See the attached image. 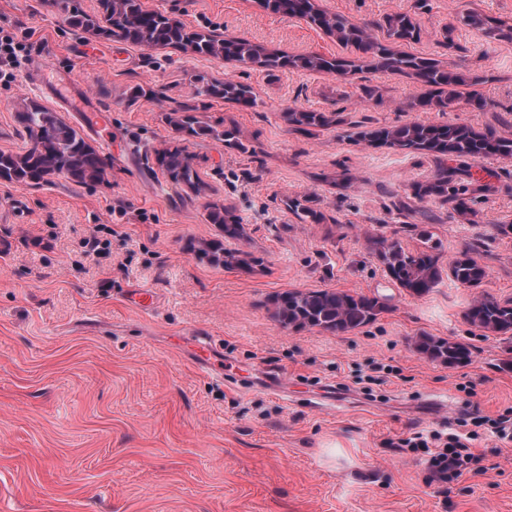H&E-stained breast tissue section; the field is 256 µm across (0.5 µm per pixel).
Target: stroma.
Returning <instances> with one entry per match:
<instances>
[{
	"instance_id": "stroma-1",
	"label": "stroma",
	"mask_w": 512,
	"mask_h": 512,
	"mask_svg": "<svg viewBox=\"0 0 512 512\" xmlns=\"http://www.w3.org/2000/svg\"><path fill=\"white\" fill-rule=\"evenodd\" d=\"M215 38L243 37L291 55L342 49L306 21L256 0H143ZM355 22L411 10L423 34L408 52L485 76L493 109H407L421 84L394 74L271 73L180 49H149L71 28L48 0H0V27L24 48L0 62V151L22 152L20 112L39 105L106 161L101 181L0 180V512H512V446L476 445L486 473L441 484L420 454L391 448L412 433L453 427L463 412L512 409V334H483L464 313L477 297L512 300V159L481 163L487 190L469 219L426 203L440 282L409 293L377 253L386 238L419 248L411 186L430 158L357 145L350 124L302 134L283 111L349 107L361 85L384 103L358 113L373 125L458 121L481 130L512 107V42L459 27L465 6L512 18V0H322ZM453 28L457 50L444 47ZM232 74L256 107L212 100L203 118L235 122L251 149L179 134L172 110L194 105L200 79ZM153 97H133L135 88ZM179 145L196 156L201 191L173 184L158 162ZM354 175L349 189L332 179ZM307 200L325 219L289 209ZM224 205L242 230L232 250L250 266L213 263L224 231L206 206ZM106 246L88 257L82 243ZM469 251L489 269L477 287L450 263ZM154 310L136 307L139 290ZM379 298L376 321L348 333L293 330L273 316L289 290ZM204 333L213 352L193 337ZM468 343L469 363L418 353L422 336ZM443 396L446 409L431 410Z\"/></svg>"
}]
</instances>
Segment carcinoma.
Returning <instances> with one entry per match:
<instances>
[{"mask_svg":"<svg viewBox=\"0 0 512 512\" xmlns=\"http://www.w3.org/2000/svg\"><path fill=\"white\" fill-rule=\"evenodd\" d=\"M260 7L273 13L303 19L320 29L344 48L354 49V57H327L312 52L289 55L240 38H226L221 42L201 32H189L185 25L160 12L143 8L141 0H112L105 6L103 31L111 33L132 45L152 48L181 47L199 55L220 57L228 63L259 68L266 71L288 69L331 74L342 78L357 71L399 74L428 87V91L406 104L411 110L424 112H452L460 100L459 88L480 84L484 78L451 67L434 58L404 51L401 46L421 41L422 29L414 14L397 11L384 17L379 24L383 38L372 32L373 24L355 23L343 14L332 12L318 4V0H257ZM55 5L67 16L75 29L87 28L95 22L82 9L78 0H55ZM458 23L478 30L494 41L512 42V20L490 17L475 8L462 10ZM197 95L234 102L242 107L257 103L253 88L231 75L208 82L197 90ZM359 104L380 106L384 102L380 88L360 87ZM208 105L180 108L184 115L174 120V126L188 136L222 137L240 150L248 151L242 132L235 125L223 131L210 126L197 113ZM341 111L320 112L303 106H290L284 118L291 130L311 133L340 122ZM20 122L28 134L27 146L20 153L0 152V178L20 183L48 181L55 174H63L78 183L101 178L105 162L75 129L58 120L47 111L36 109L20 115ZM357 141L370 146L384 145L397 149H413L432 159L435 172L431 179L414 187V197L420 202L438 200L464 217L471 212L469 191L484 189L455 185V177L463 174L474 179L473 164L492 156L512 158V122L505 119L502 127L488 126L482 131L457 122L443 124L417 121L388 126H373L364 121L355 122ZM458 167L448 168V161ZM160 163L175 184L194 186L199 175L193 169L191 158L176 147L161 155ZM211 224H220L224 233L236 236L240 224L235 215L222 206H212L208 212ZM422 249L412 253L395 242L381 241V257L390 276L399 285L415 295L428 293L440 278L436 251L438 243L427 230L419 231ZM454 281L463 286H477L488 276L487 268L468 254H463L451 266ZM383 303L376 297L352 295L343 291H290L276 300L279 320L293 329L320 328L346 333L373 322L381 313ZM467 321L483 330L512 332V301L502 303L491 296L474 301L466 311ZM419 353L450 366L467 364L472 350L467 343L450 339L423 336L417 344Z\"/></svg>","mask_w":512,"mask_h":512,"instance_id":"cac0c4a2","label":"carcinoma"}]
</instances>
